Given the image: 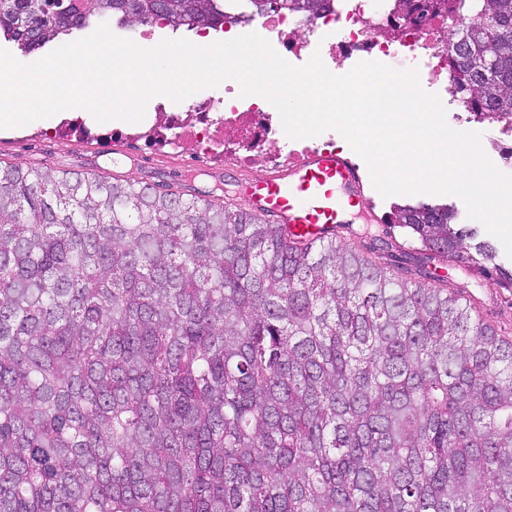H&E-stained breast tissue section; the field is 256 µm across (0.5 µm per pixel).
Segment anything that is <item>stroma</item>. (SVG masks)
Listing matches in <instances>:
<instances>
[{"mask_svg":"<svg viewBox=\"0 0 512 512\" xmlns=\"http://www.w3.org/2000/svg\"><path fill=\"white\" fill-rule=\"evenodd\" d=\"M161 97L147 104L145 121L100 123L88 112L64 110L21 127L0 130V162L22 167H48L79 174H103L143 185L164 187L184 198L228 200L244 207L242 179L263 176L260 168L241 166L216 150L201 155L189 140L153 146L148 137ZM455 291L473 299L476 312L493 326L512 328V292L493 285L461 262L445 263Z\"/></svg>","mask_w":512,"mask_h":512,"instance_id":"obj_1","label":"stroma"}]
</instances>
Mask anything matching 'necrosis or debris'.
Returning a JSON list of instances; mask_svg holds the SVG:
<instances>
[{
	"mask_svg": "<svg viewBox=\"0 0 512 512\" xmlns=\"http://www.w3.org/2000/svg\"><path fill=\"white\" fill-rule=\"evenodd\" d=\"M389 0H331L330 7L314 19L272 11L237 22L225 19L224 31L238 35L247 30L290 52L296 59L308 56L314 44L324 46L331 60L359 57L364 61L391 64L397 69H417L420 82L441 97L453 92L448 67V18L427 14L421 22H399ZM398 23L399 32L379 38V28ZM212 103H175L165 109V127L186 137L201 132L203 148L216 143L238 150L240 163L272 168L304 153L305 144L283 149L275 136L268 112L259 100L242 105L232 84L224 86V121L212 124Z\"/></svg>",
	"mask_w": 512,
	"mask_h": 512,
	"instance_id": "obj_1",
	"label": "necrosis or debris"
}]
</instances>
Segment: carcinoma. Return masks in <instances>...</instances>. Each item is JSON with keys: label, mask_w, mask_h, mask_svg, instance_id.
I'll return each instance as SVG.
<instances>
[{"label": "carcinoma", "mask_w": 512, "mask_h": 512, "mask_svg": "<svg viewBox=\"0 0 512 512\" xmlns=\"http://www.w3.org/2000/svg\"><path fill=\"white\" fill-rule=\"evenodd\" d=\"M225 0H0L30 55L103 21L219 29ZM448 15L454 95L512 127V0ZM329 0H242L313 19ZM301 242L227 203L0 165V512H512V336L434 274L487 245Z\"/></svg>", "instance_id": "1"}]
</instances>
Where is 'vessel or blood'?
Returning a JSON list of instances; mask_svg holds the SVG:
<instances>
[{
  "instance_id": "vessel-or-blood-1",
  "label": "vessel or blood",
  "mask_w": 512,
  "mask_h": 512,
  "mask_svg": "<svg viewBox=\"0 0 512 512\" xmlns=\"http://www.w3.org/2000/svg\"><path fill=\"white\" fill-rule=\"evenodd\" d=\"M245 192L253 211L305 241L327 237L331 225L355 212L377 218L358 169L329 150H311L300 164L247 182Z\"/></svg>"
}]
</instances>
